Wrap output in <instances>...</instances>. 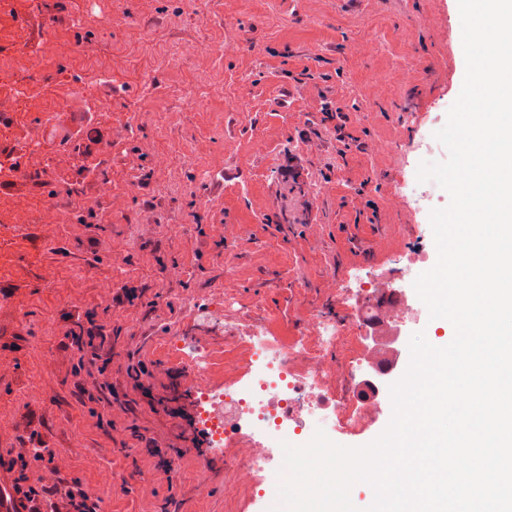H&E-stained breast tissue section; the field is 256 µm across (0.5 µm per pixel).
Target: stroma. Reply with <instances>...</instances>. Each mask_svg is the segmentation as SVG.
Instances as JSON below:
<instances>
[{
    "label": "stroma",
    "mask_w": 512,
    "mask_h": 512,
    "mask_svg": "<svg viewBox=\"0 0 512 512\" xmlns=\"http://www.w3.org/2000/svg\"><path fill=\"white\" fill-rule=\"evenodd\" d=\"M458 0H34L0 41V83L22 89L0 123V149L38 134L46 167L26 168L15 195L32 208L0 276V462L19 441L54 452L59 475L82 479L109 512H255L230 495L236 477L187 448L169 486L142 450L177 444L179 420L80 398L70 336L88 319L112 343V384L131 390L143 363L161 395L175 369L159 344L191 317L188 300L227 292L226 321L272 319L293 332L330 280L434 245L430 216L387 202L424 160L430 117L447 116L466 63ZM209 42L208 54H192ZM92 43L94 54L84 53ZM44 50L17 68L18 48ZM413 68L417 78L405 82ZM311 70L298 89L288 74ZM235 97L242 112L226 110ZM347 110L362 146L337 155L304 142L324 98ZM408 148L402 167L379 147ZM305 160L298 180L285 154ZM194 153L160 170L161 152ZM113 199H106L105 189ZM67 214L43 224L46 203ZM377 225L356 222L368 207ZM371 241L372 263L351 236ZM117 275L109 296L98 281ZM137 292L127 301L125 289Z\"/></svg>",
    "instance_id": "1"
}]
</instances>
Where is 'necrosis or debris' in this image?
I'll list each match as a JSON object with an SVG mask.
<instances>
[{
	"label": "necrosis or debris",
	"mask_w": 512,
	"mask_h": 512,
	"mask_svg": "<svg viewBox=\"0 0 512 512\" xmlns=\"http://www.w3.org/2000/svg\"><path fill=\"white\" fill-rule=\"evenodd\" d=\"M394 282L393 275L370 273L357 287L340 289L334 305L299 319L285 339L272 337L267 323L240 335L218 304L193 315L190 329L164 337L212 447L239 485L267 504L275 503L278 484L267 462L281 442L303 446L316 430H358L382 416L390 390L379 379L398 364L408 324L429 315L418 295ZM352 336L368 342L343 351ZM228 361L242 365L243 376L222 381Z\"/></svg>",
	"instance_id": "obj_1"
}]
</instances>
